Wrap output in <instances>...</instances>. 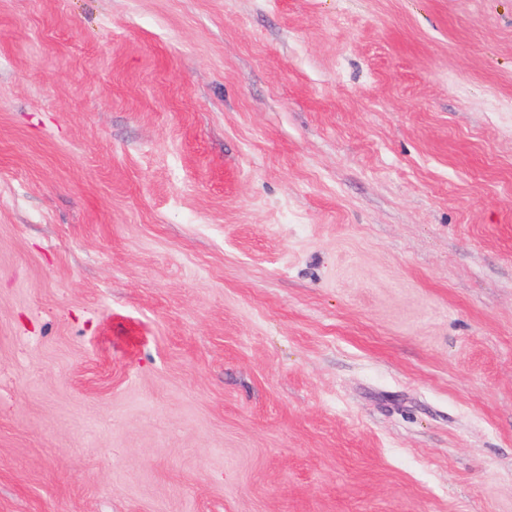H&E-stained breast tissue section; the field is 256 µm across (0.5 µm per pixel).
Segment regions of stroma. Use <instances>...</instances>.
<instances>
[{
	"label": "stroma",
	"mask_w": 512,
	"mask_h": 512,
	"mask_svg": "<svg viewBox=\"0 0 512 512\" xmlns=\"http://www.w3.org/2000/svg\"><path fill=\"white\" fill-rule=\"evenodd\" d=\"M0 512H512V0H0Z\"/></svg>",
	"instance_id": "obj_1"
}]
</instances>
